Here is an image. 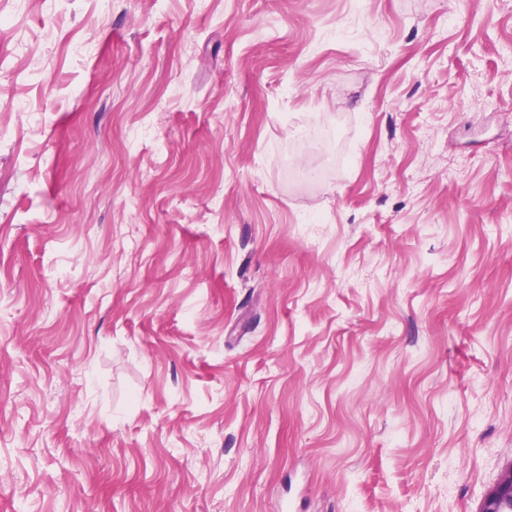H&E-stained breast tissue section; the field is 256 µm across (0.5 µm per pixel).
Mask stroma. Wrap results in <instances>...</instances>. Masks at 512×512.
<instances>
[{"mask_svg": "<svg viewBox=\"0 0 512 512\" xmlns=\"http://www.w3.org/2000/svg\"><path fill=\"white\" fill-rule=\"evenodd\" d=\"M511 465L512 0H0V512Z\"/></svg>", "mask_w": 512, "mask_h": 512, "instance_id": "1", "label": "stroma"}]
</instances>
